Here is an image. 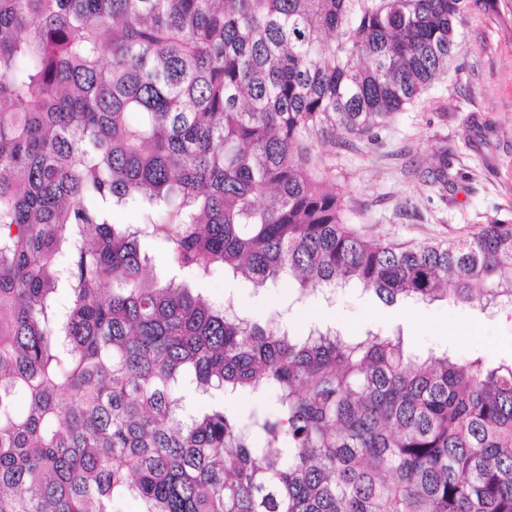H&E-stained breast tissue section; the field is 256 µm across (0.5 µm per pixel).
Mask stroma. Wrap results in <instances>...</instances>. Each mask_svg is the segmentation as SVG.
<instances>
[{"label":"stroma","instance_id":"stroma-1","mask_svg":"<svg viewBox=\"0 0 512 512\" xmlns=\"http://www.w3.org/2000/svg\"><path fill=\"white\" fill-rule=\"evenodd\" d=\"M443 152L453 181L442 195L420 173ZM326 161L336 169L350 224L369 237L447 240L495 219L512 222V0H470L447 72L375 140L337 149ZM204 292L234 299L253 318L263 317L277 299L220 271ZM289 321L299 328L332 323L351 335L399 329L417 350L450 346L461 354H512V320L503 309L488 316L445 302L389 307L347 288L328 302L309 298Z\"/></svg>","mask_w":512,"mask_h":512}]
</instances>
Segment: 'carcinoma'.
<instances>
[{"label":"carcinoma","mask_w":512,"mask_h":512,"mask_svg":"<svg viewBox=\"0 0 512 512\" xmlns=\"http://www.w3.org/2000/svg\"><path fill=\"white\" fill-rule=\"evenodd\" d=\"M468 2L0 0V512H512V356L196 291L512 309V223L366 238L319 155L420 98ZM203 288L204 294L212 299L226 300L232 297L241 312L253 318L263 317L279 295L282 300L288 298V288H279L277 293L271 291L255 293L242 281L225 279L221 271L216 272L208 286Z\"/></svg>","instance_id":"carcinoma-1"}]
</instances>
